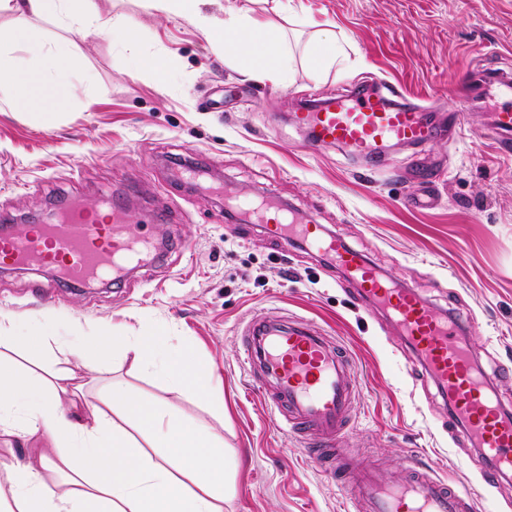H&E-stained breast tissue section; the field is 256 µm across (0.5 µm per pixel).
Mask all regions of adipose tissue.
<instances>
[{
  "mask_svg": "<svg viewBox=\"0 0 512 512\" xmlns=\"http://www.w3.org/2000/svg\"><path fill=\"white\" fill-rule=\"evenodd\" d=\"M150 9L191 19L241 72L285 80L297 59L324 74L343 65L344 45L331 30L320 31L295 56L283 31L255 19L245 8L207 13L212 0H147ZM0 80L9 79L18 105L34 110L64 104L71 91V56L36 38L31 18L46 17L65 29L91 32L111 27L126 47H137L141 32L124 18L103 19L96 0H0ZM25 46L28 59L7 57L4 47ZM57 316H47L40 336L15 335V321L0 315V435L44 438L37 463L9 470L10 496L0 512H224L234 493L229 461L235 449L210 426L187 420L176 407L112 380L100 406L85 410L81 384L68 369L39 358L31 365L17 356L39 342L57 341L61 353L83 358L112 348L138 367L167 381L170 391L210 399L204 365L193 352L166 350L158 333L119 336L108 325L71 343L55 334Z\"/></svg>",
  "mask_w": 512,
  "mask_h": 512,
  "instance_id": "obj_1",
  "label": "adipose tissue"
}]
</instances>
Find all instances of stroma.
<instances>
[{
  "label": "stroma",
  "mask_w": 512,
  "mask_h": 512,
  "mask_svg": "<svg viewBox=\"0 0 512 512\" xmlns=\"http://www.w3.org/2000/svg\"><path fill=\"white\" fill-rule=\"evenodd\" d=\"M103 16H129L137 50L111 30L86 36L53 20L33 25L48 44L63 42L75 67L74 94L51 124L15 105L0 82V220L38 219L49 202L98 206L105 191L127 193L133 224L161 242L154 260L125 281L59 286L47 271H0V313L17 333L36 336L45 314L78 340L103 324L122 336L160 331L192 349L212 372L223 409L180 398L188 419L212 427L237 451L236 493L224 512H344L352 487L306 462L299 434L279 430L249 376L242 329L255 315L287 313L345 343L354 391L343 454L369 456L385 475L409 458L468 493L480 512H512V478L490 477L435 383L410 356L380 310L360 302L336 267L302 245L276 242L261 225L226 235L224 202L199 192L184 164L200 162L214 186L272 198L364 254L401 286L420 289L459 318L478 365L512 398V154L487 139L486 82L466 106L452 90L469 73L512 77V0H292L285 19L267 0L260 19L305 42L324 23L346 40L348 61L323 76L296 64L289 80L242 76L192 20L164 16L144 0H96ZM163 60V73L135 71V56ZM92 77V91L82 82ZM394 84L427 111L460 114L454 137L405 147L365 169L343 149L314 152L294 123L305 103L357 88ZM432 186L431 208L409 205ZM89 381L88 402L110 379L167 398L165 382L108 351L74 361Z\"/></svg>",
  "instance_id": "35a3bbf8"
}]
</instances>
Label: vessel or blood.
<instances>
[{
  "label": "vessel or blood",
  "instance_id": "1",
  "mask_svg": "<svg viewBox=\"0 0 512 512\" xmlns=\"http://www.w3.org/2000/svg\"><path fill=\"white\" fill-rule=\"evenodd\" d=\"M295 120L307 130L310 150L340 147L369 165L387 146L416 150L436 135L426 113L394 88L385 93L354 90L303 108ZM490 138L502 151L512 150V102L493 112ZM232 206L240 215L256 217L268 237H298L310 250L331 258L361 296L399 328L452 419L482 451L494 474L512 473V417L473 361L470 339L455 320L439 313L418 289L396 285L361 252L336 236L321 235L318 225L298 222L275 202L237 198ZM101 207L109 212V223H99L92 210L71 203L51 223L0 236V264L49 268L64 284L120 279L139 261L147 241L135 234L123 209L107 200ZM244 353L279 429L303 430L316 442L306 449V457L334 464L347 475L353 489L350 512H478L472 498L451 491L442 478L415 464L386 483L364 459L337 456L352 381L350 364L333 338L302 321L260 316L245 332Z\"/></svg>",
  "mask_w": 512,
  "mask_h": 512
}]
</instances>
